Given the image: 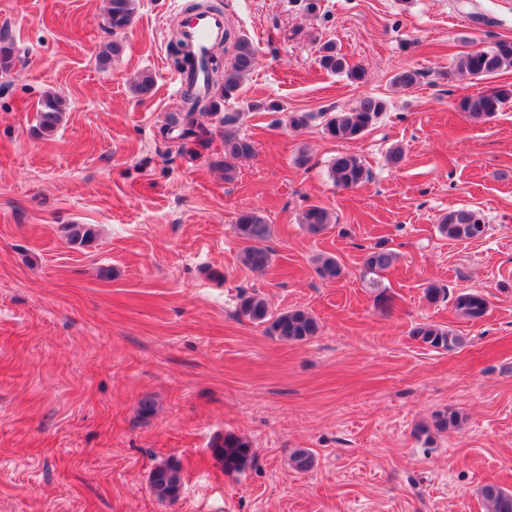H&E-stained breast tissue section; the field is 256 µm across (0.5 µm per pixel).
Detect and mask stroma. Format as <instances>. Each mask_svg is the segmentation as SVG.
<instances>
[{"instance_id": "stroma-1", "label": "stroma", "mask_w": 512, "mask_h": 512, "mask_svg": "<svg viewBox=\"0 0 512 512\" xmlns=\"http://www.w3.org/2000/svg\"><path fill=\"white\" fill-rule=\"evenodd\" d=\"M308 1L210 0L258 50L230 104L255 154L228 181L213 117L202 119L210 142L184 155L159 133L181 100L168 45L188 0H138L116 37L103 0H0L19 49L0 72V512H488L481 486L512 491V99L480 120L461 108L512 87V68L448 73L460 54L512 40V0ZM115 39L121 53L100 64ZM328 40L362 81L321 67ZM406 68L418 84L393 85ZM142 71L155 80L147 96L132 90ZM48 90L69 109L40 137ZM364 96L387 110L362 137L323 134L320 113ZM292 112L313 119L294 129ZM340 154L360 157L368 179L336 187ZM312 204L333 216L318 235L301 222ZM460 208L480 213L483 238L439 233ZM244 210L272 226L262 273L240 261ZM68 224L95 240L71 244ZM379 245L399 260L373 289L362 264ZM319 253L336 256L339 279L317 275ZM431 285L446 297L428 302ZM381 288L390 307L376 303ZM464 290L487 297L481 321L455 311ZM245 293L274 313H311L319 332L272 336L240 314ZM422 323L465 343L429 348L411 335ZM445 409L460 427L417 437ZM225 433L251 444L243 471L211 453ZM299 448L310 470L293 466ZM163 461L184 475L172 504L149 487Z\"/></svg>"}]
</instances>
